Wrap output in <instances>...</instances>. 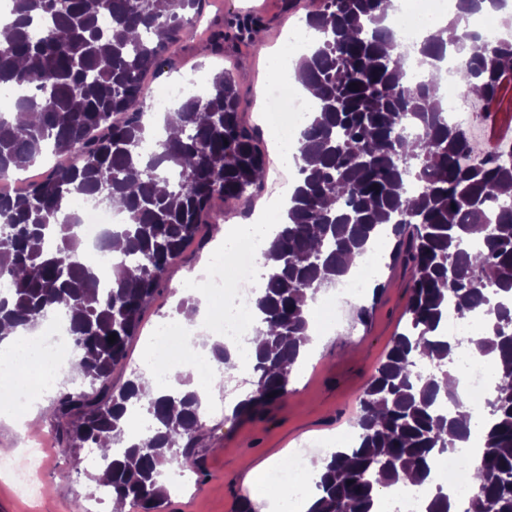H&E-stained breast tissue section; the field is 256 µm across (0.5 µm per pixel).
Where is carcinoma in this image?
<instances>
[{
	"mask_svg": "<svg viewBox=\"0 0 512 512\" xmlns=\"http://www.w3.org/2000/svg\"><path fill=\"white\" fill-rule=\"evenodd\" d=\"M203 2L12 0L13 36L0 45V88L20 91L11 109L39 114L25 124L0 112V176L54 160L25 193L0 197V280L9 284L0 323L32 330L67 310L73 368L90 390L61 386L53 407L60 447L78 473L86 471L81 451L99 449L97 486L140 512H156L166 496L162 467L200 472V397L159 392L141 376L116 388L112 373L211 201L247 198L266 170L224 70L166 112L163 128L174 133L148 130L142 77L194 38ZM383 2L322 0L306 17L317 36L299 68L317 100L298 135L302 185L264 250L254 305L266 345L252 356L254 389L232 417L262 414L288 395L309 329L307 291L337 284L347 258L390 224L394 256L409 270L406 327L360 400L357 444L331 453L308 512H373L386 489L425 482L434 458L469 438L468 423L443 410L456 392L439 383L463 346L497 376L467 512H512V195L503 191L512 187V158L467 163L468 129L433 96L439 73L410 80ZM483 2L458 0L451 36L426 38L419 54L433 67L455 46L467 59L461 88L478 84L487 102L512 73V40L456 34ZM261 27L257 18L216 26L212 53L236 37L259 46ZM78 197L127 215L103 241L110 251L122 243L105 290L75 231ZM450 308L478 319L481 333L464 343L443 333ZM134 407L152 426L132 441L125 429Z\"/></svg>",
	"mask_w": 512,
	"mask_h": 512,
	"instance_id": "obj_1",
	"label": "carcinoma"
}]
</instances>
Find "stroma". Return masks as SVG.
I'll use <instances>...</instances> for the list:
<instances>
[{"label":"stroma","mask_w":512,"mask_h":512,"mask_svg":"<svg viewBox=\"0 0 512 512\" xmlns=\"http://www.w3.org/2000/svg\"><path fill=\"white\" fill-rule=\"evenodd\" d=\"M318 4L319 0H297L294 12L287 14L282 0H209L197 24V38L177 50L157 81L171 86L186 82L197 89L207 84L212 74L229 69L239 89L243 121L260 126L270 56L300 17ZM246 14L264 20L262 48L232 40L225 44L223 55L212 54L204 37L207 26ZM239 221L238 212L228 211L224 202H215L211 223L201 226L197 242L170 268L167 283L146 309L129 348V364L114 374L116 383L133 377L132 365L141 357L153 325L175 315L180 300L191 298L195 268L203 265L215 239L223 237L225 225ZM407 280L403 267L379 268L376 289L348 298L343 319L325 331L319 346L292 371L288 396L264 415L238 423L225 414L223 406H216L203 444V475L181 494L168 496L159 512H236L240 498L259 495L260 486L253 478L262 468L285 463L294 449L312 441L325 442L331 449L347 446L359 398L384 360L400 323L407 302ZM362 307L371 311L364 324L357 318ZM54 399L51 393L39 395L28 412L49 448L37 477L41 493L30 497L9 475L0 473V512H75L77 498L89 496L96 488L89 474L71 468L58 446L51 416Z\"/></svg>","instance_id":"stroma-1"}]
</instances>
